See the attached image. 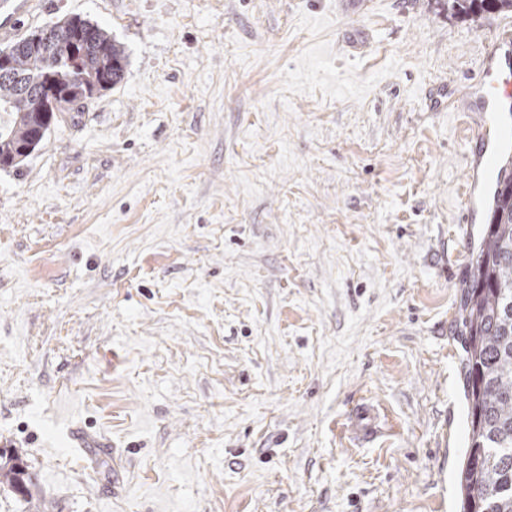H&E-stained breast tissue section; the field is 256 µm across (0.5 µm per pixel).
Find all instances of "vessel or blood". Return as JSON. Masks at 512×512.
Returning a JSON list of instances; mask_svg holds the SVG:
<instances>
[{
    "mask_svg": "<svg viewBox=\"0 0 512 512\" xmlns=\"http://www.w3.org/2000/svg\"><path fill=\"white\" fill-rule=\"evenodd\" d=\"M35 0H0V38L11 39L22 17L31 15ZM512 34L504 32L490 39L478 61L480 80L468 94L453 100L451 111L462 113L467 139L480 143L481 150L467 159L470 177L465 186L462 208L473 214L477 200L493 194L496 185L512 176Z\"/></svg>",
    "mask_w": 512,
    "mask_h": 512,
    "instance_id": "vessel-or-blood-1",
    "label": "vessel or blood"
}]
</instances>
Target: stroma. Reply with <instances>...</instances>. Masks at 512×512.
Returning a JSON list of instances; mask_svg holds the SVG:
<instances>
[{
  "label": "stroma",
  "mask_w": 512,
  "mask_h": 512,
  "mask_svg": "<svg viewBox=\"0 0 512 512\" xmlns=\"http://www.w3.org/2000/svg\"><path fill=\"white\" fill-rule=\"evenodd\" d=\"M344 2L25 19L128 55L0 169V439L46 512H460L459 312L491 212L462 234L463 118L430 94L478 82L503 15Z\"/></svg>",
  "instance_id": "stroma-1"
}]
</instances>
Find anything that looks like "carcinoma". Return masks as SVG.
Masks as SVG:
<instances>
[{
  "label": "carcinoma",
  "instance_id": "cac0c4a2",
  "mask_svg": "<svg viewBox=\"0 0 512 512\" xmlns=\"http://www.w3.org/2000/svg\"><path fill=\"white\" fill-rule=\"evenodd\" d=\"M448 10L512 12V0H444ZM98 53L76 62L53 53L20 48L14 79L0 80V159L10 163L31 141V124L67 111L25 82L51 73L61 89L84 88L103 70L120 83L128 64L125 49L104 28L89 24ZM471 280L461 308L466 337V383L471 430L459 474L462 512H512V180L499 184L491 223L471 258ZM19 494L25 512H44L34 476L14 453L0 449V486Z\"/></svg>",
  "mask_w": 512,
  "mask_h": 512
}]
</instances>
